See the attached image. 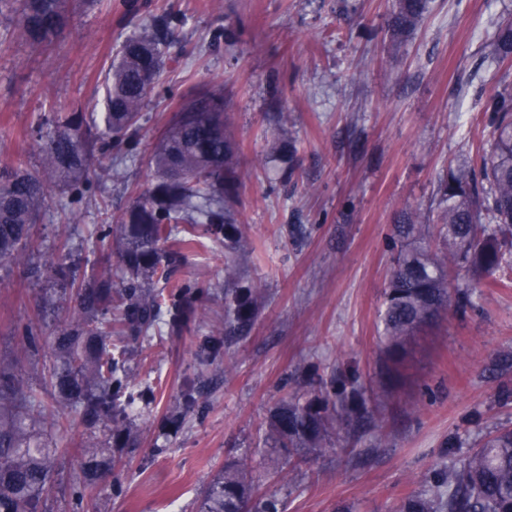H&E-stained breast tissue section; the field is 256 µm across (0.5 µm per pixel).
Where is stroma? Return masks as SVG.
<instances>
[{
    "label": "stroma",
    "instance_id": "1",
    "mask_svg": "<svg viewBox=\"0 0 512 512\" xmlns=\"http://www.w3.org/2000/svg\"><path fill=\"white\" fill-rule=\"evenodd\" d=\"M391 0H75L67 29L38 48L0 19V163L37 167L32 129L57 113L101 118L105 71L119 44L148 17L175 15L178 42L163 84L144 110L133 154L113 156L114 176L92 187L79 227L61 223L70 195L49 185L37 233L41 256L131 205L154 176L161 130L188 97L220 87L232 116L242 182L239 217L253 247L240 275L263 289L248 336L227 340L224 244L201 237L155 291L197 288L201 319L182 331L157 324L131 362L155 403L133 411L139 434L119 486L103 482L73 499L76 464L56 465L45 512H195L199 491L224 459L262 435L269 409L311 379L357 369L381 429L340 435L339 453L308 455L292 486L276 481L281 456L254 458L264 491L287 512H395L427 490L449 450L467 452L498 424H512V288H478L472 307L449 314L407 345L390 375L380 339L392 252L390 227L427 207L448 166L477 164L487 101L512 90V64L491 41L512 20V0H432L409 36L394 35ZM287 113V124L278 116ZM50 276L0 269V363L42 387L43 355L19 357L25 328L41 342L67 312L37 317ZM195 380L200 406L179 427L162 421Z\"/></svg>",
    "mask_w": 512,
    "mask_h": 512
}]
</instances>
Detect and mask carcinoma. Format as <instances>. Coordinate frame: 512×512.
<instances>
[{
    "label": "carcinoma",
    "mask_w": 512,
    "mask_h": 512,
    "mask_svg": "<svg viewBox=\"0 0 512 512\" xmlns=\"http://www.w3.org/2000/svg\"><path fill=\"white\" fill-rule=\"evenodd\" d=\"M66 0H0V16L15 22L32 45L52 41L65 29ZM430 9L429 0H393V30L414 31ZM176 38L171 20L150 18L128 36L117 51L106 78L103 127L91 128L80 112L58 114L37 125L41 171L0 166V268L22 267L38 274L31 263L38 248L35 226L49 210L47 180L52 179L84 199L96 159L112 149L136 142L142 111L162 75L168 50ZM497 61L512 60V24L498 28L493 42ZM488 149L480 166L450 167L438 179L433 202L426 208L400 212L392 228L393 259L381 314L382 340L392 369L400 366L407 339L448 314L471 305L470 289L505 285L496 277L512 267V91L485 105ZM231 116L224 92L207 89L188 98L174 113L152 156L155 179L137 191L135 201L95 229L92 247L117 251L121 275L95 267L70 270L69 287L42 297L44 309L69 304L68 322L52 338L53 365L46 387L37 390L18 372L0 366V512H44L54 483L55 461L67 455L76 461L80 497L115 475L123 449L137 441L127 409L138 399L155 401L151 385L133 391L128 361L130 342L146 338L161 312L169 330L179 332L198 319L191 289L177 286L161 305L149 288L161 266L179 264L183 254L168 250L173 225H182L181 247L191 248L198 225L224 238V335L249 334L262 304V289L238 277L234 254L246 241L235 208L240 185L238 145L231 134ZM71 248L45 261L65 272ZM117 323L125 333L112 342L104 326ZM26 356L39 351L37 329L29 327L18 343ZM196 391L186 389L173 418L194 408ZM52 417L64 432L72 418L90 429L108 432L109 441L58 448L48 443L41 424ZM378 420L367 409L356 377L318 378L310 389L295 392L269 411L259 454L279 452L285 463L307 452H336L333 434L348 428L375 430ZM196 512H286L285 501L261 490L248 457L224 461L198 499ZM397 512H512V426L494 427L482 443L448 457L435 470L430 488L405 498Z\"/></svg>",
    "instance_id": "obj_1"
}]
</instances>
